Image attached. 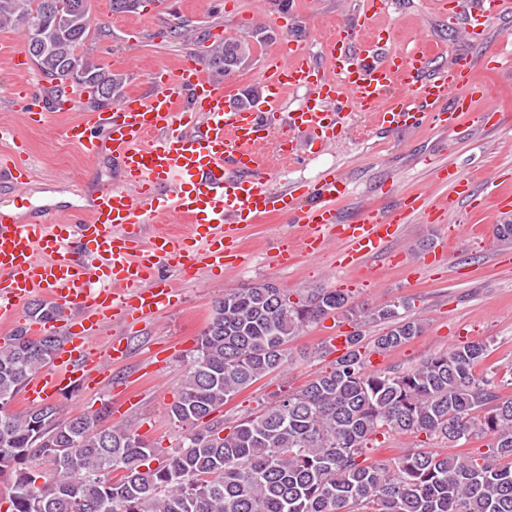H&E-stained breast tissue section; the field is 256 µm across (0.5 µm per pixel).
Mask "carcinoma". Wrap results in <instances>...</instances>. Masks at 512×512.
I'll return each mask as SVG.
<instances>
[{"label": "carcinoma", "mask_w": 512, "mask_h": 512, "mask_svg": "<svg viewBox=\"0 0 512 512\" xmlns=\"http://www.w3.org/2000/svg\"><path fill=\"white\" fill-rule=\"evenodd\" d=\"M57 0H0V29L25 41L35 27L39 70L77 86L122 94L124 73L84 51L91 24L77 14L61 23ZM246 38L206 50L205 66L227 77L251 60ZM407 303L368 309L342 290L316 288L296 300L282 288L256 283L230 288L212 306L209 322L169 416L182 430L180 448L156 468V448L130 427L109 424L103 407L64 416L45 404L16 413L10 404L64 342L54 334L17 330L0 342V475H12L11 512H512V395L496 373L478 367L488 345L469 343L433 354L400 372L368 368L364 336H347L335 364L298 390L277 395L221 435L204 429L212 414L288 362V343L331 314L359 324L385 322L380 350L420 335L423 324L403 313ZM32 318L59 308L36 300ZM423 434L450 447L489 439L485 452L418 448L384 463L371 457L373 436Z\"/></svg>", "instance_id": "carcinoma-1"}]
</instances>
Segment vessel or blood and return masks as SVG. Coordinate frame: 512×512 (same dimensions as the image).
<instances>
[{
	"label": "vessel or blood",
	"mask_w": 512,
	"mask_h": 512,
	"mask_svg": "<svg viewBox=\"0 0 512 512\" xmlns=\"http://www.w3.org/2000/svg\"><path fill=\"white\" fill-rule=\"evenodd\" d=\"M394 6L395 0H364L360 18L367 34L352 31L318 51L297 49L289 60L264 62L263 90L250 106L229 105L230 89L189 59L176 71L154 76L145 92L58 127L61 138L88 155L108 150L121 176L99 186L88 208L33 206L27 195L31 167L0 162L12 203L11 210L0 209V320L11 321L21 304L39 294L79 327L55 371L27 381L28 401L42 402L108 376L129 346L125 337L115 336L98 348V333L115 320H140L169 306L171 291L156 279L159 267L186 278L201 265L223 268L226 257L242 252L245 222L269 214L285 217L300 227L305 256H319L333 239L342 245V267L355 270L416 217H443L476 201L472 179L429 157L421 158V166L445 174L452 185L437 207L418 197L386 212L366 208L345 218L339 205L353 185L338 175L305 187L267 186L269 139L293 145L302 137L307 147L322 146L334 135L352 132L343 115L347 109L396 130L429 120L462 135L485 122L470 80L476 59L461 55L435 65L419 44L396 56L376 27ZM510 13L512 0H471L463 28L475 38L493 19ZM299 87L308 89V100L286 110L285 93ZM94 128L105 131V144L90 138ZM159 217L187 220L188 238L150 230L149 222Z\"/></svg>",
	"instance_id": "vessel-or-blood-1"
}]
</instances>
